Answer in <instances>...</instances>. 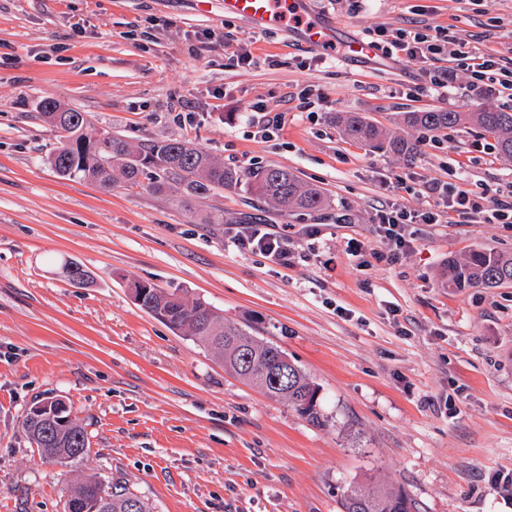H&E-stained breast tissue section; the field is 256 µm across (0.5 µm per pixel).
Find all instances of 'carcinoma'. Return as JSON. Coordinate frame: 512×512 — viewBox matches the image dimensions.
<instances>
[{
	"label": "carcinoma",
	"mask_w": 512,
	"mask_h": 512,
	"mask_svg": "<svg viewBox=\"0 0 512 512\" xmlns=\"http://www.w3.org/2000/svg\"><path fill=\"white\" fill-rule=\"evenodd\" d=\"M41 118L62 132V141L48 158V163L62 178H80L101 189L121 184L146 188L156 194L175 193L186 204L209 197L213 191L244 186L259 199L272 202L288 211H319L328 200L323 192L302 182L293 172L268 166L253 172L226 167L210 154L181 140L129 143L119 134L102 130L87 113L62 108L56 101L41 102ZM345 133L353 140L367 143L382 139V131L357 112L337 115ZM403 122L432 131L473 123L493 137L495 148L512 157V112L477 108L472 112H405ZM512 285V254L491 249H475L460 261L448 260L442 286L462 290L483 286L497 288ZM132 288H146L140 309L162 321L174 331L185 330L195 340L216 351L224 368L253 383L273 399L285 400L316 426L324 425L317 410L316 387L295 364L288 365V380L276 386L271 376L272 362L286 355L280 347L263 342L244 329L224 322V317L200 300L188 301L176 291L155 284L134 281ZM29 438L42 453L62 465L76 462L84 455L88 435L77 422L68 427L57 424L42 426L25 416ZM101 486L93 480L78 483L70 490L67 504L73 512H129L128 503L139 504L136 512H152L139 496L126 490L110 494V501L99 497ZM343 512H415V504L402 490L375 488L364 491L356 486L341 495Z\"/></svg>",
	"instance_id": "carcinoma-1"
}]
</instances>
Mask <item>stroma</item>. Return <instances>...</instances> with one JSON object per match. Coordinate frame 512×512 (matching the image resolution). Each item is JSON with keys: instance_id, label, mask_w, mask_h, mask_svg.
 <instances>
[{"instance_id": "obj_1", "label": "stroma", "mask_w": 512, "mask_h": 512, "mask_svg": "<svg viewBox=\"0 0 512 512\" xmlns=\"http://www.w3.org/2000/svg\"><path fill=\"white\" fill-rule=\"evenodd\" d=\"M295 12L354 36L430 25L479 54L512 45V0H298ZM240 48L251 64H237ZM434 66L454 75L442 97L423 91L421 61L322 53L291 18L257 28L225 16L224 0H0V512H65L87 478L126 483L154 512H341L353 483L402 488L417 512H512V285L440 283L448 258L512 253V224H411L395 257L376 232L387 206L432 208L425 183L489 197L512 185V159L477 127L400 122L477 103L512 112V90L480 100L457 60ZM47 97L134 144L185 139L245 172L291 170L328 205L284 213L238 187L187 208L60 178ZM258 105L282 116L271 138L251 134ZM337 112L411 154L348 138ZM213 208L223 223H202ZM247 215L286 230L291 265L233 245ZM354 240L372 254L351 255ZM70 261L94 281L73 284ZM134 280L281 347L316 385L325 426L142 311ZM55 399L90 441L66 467L23 428Z\"/></svg>"}]
</instances>
